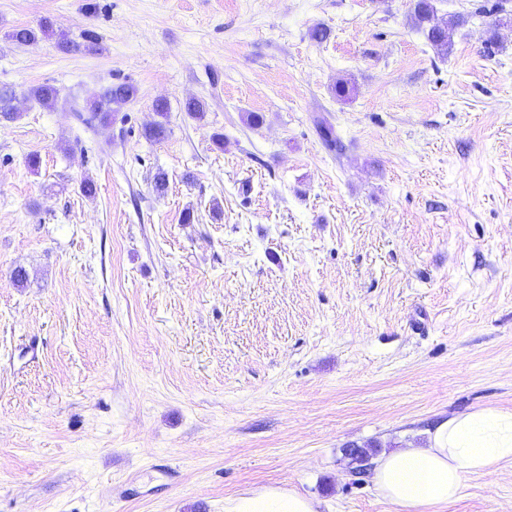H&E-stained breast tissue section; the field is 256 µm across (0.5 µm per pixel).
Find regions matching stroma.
<instances>
[{"label":"stroma","instance_id":"stroma-1","mask_svg":"<svg viewBox=\"0 0 512 512\" xmlns=\"http://www.w3.org/2000/svg\"><path fill=\"white\" fill-rule=\"evenodd\" d=\"M414 4L0 0V512H224L269 486L403 512L348 445L512 412V0H434L462 20L446 53ZM47 81L51 110L26 97ZM123 81L111 125L74 118ZM436 512H512V464ZM153 110L161 120L154 121L149 126H146L143 129L142 136L147 141L157 142L167 137V118L170 108L166 100L158 99L153 104Z\"/></svg>","mask_w":512,"mask_h":512}]
</instances>
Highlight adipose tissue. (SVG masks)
Returning <instances> with one entry per match:
<instances>
[{
	"mask_svg": "<svg viewBox=\"0 0 512 512\" xmlns=\"http://www.w3.org/2000/svg\"><path fill=\"white\" fill-rule=\"evenodd\" d=\"M507 461L512 462V413H462L437 425L427 447L381 454L373 484L378 496L404 512H428L455 501L466 475L494 471ZM224 512H319V507L296 491L269 487L229 500Z\"/></svg>",
	"mask_w": 512,
	"mask_h": 512,
	"instance_id": "obj_1",
	"label": "adipose tissue"
}]
</instances>
